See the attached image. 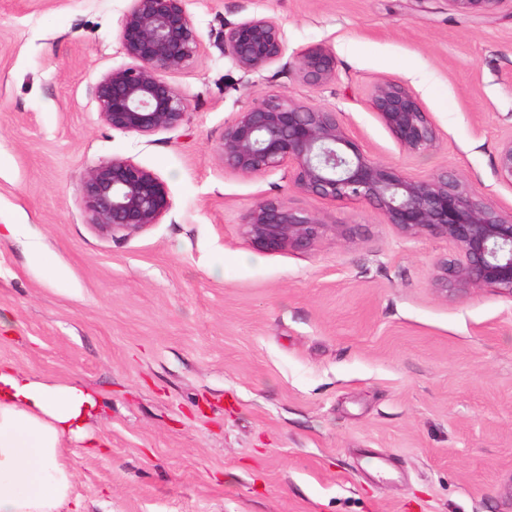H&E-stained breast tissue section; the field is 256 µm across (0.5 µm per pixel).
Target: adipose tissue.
<instances>
[{
  "label": "adipose tissue",
  "mask_w": 512,
  "mask_h": 512,
  "mask_svg": "<svg viewBox=\"0 0 512 512\" xmlns=\"http://www.w3.org/2000/svg\"><path fill=\"white\" fill-rule=\"evenodd\" d=\"M98 401L74 384L49 383L0 361V512H63L72 502L69 441L96 450Z\"/></svg>",
  "instance_id": "adipose-tissue-1"
}]
</instances>
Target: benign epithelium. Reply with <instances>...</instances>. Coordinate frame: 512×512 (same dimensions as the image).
Returning a JSON list of instances; mask_svg holds the SVG:
<instances>
[{
	"instance_id": "benign-epithelium-1",
	"label": "benign epithelium",
	"mask_w": 512,
	"mask_h": 512,
	"mask_svg": "<svg viewBox=\"0 0 512 512\" xmlns=\"http://www.w3.org/2000/svg\"><path fill=\"white\" fill-rule=\"evenodd\" d=\"M506 7L512 9V0H448V10L463 17H492ZM121 41L131 64L96 84L100 119L140 136L181 126L187 102L166 75L185 68L200 47L183 0H132L121 21ZM224 54L241 71L258 73L283 58L282 29L267 17L240 22L224 31ZM297 70L311 85L328 84L336 80V58L322 46H310L300 52ZM371 107L403 151L421 154L435 146L436 130L405 85L378 84ZM219 154L225 168L244 175L286 167L299 192L364 202L405 237L447 239L458 257L438 266L435 285L441 291L490 288L512 298V212L497 209L451 170L419 179L376 161L334 110L268 96L224 126ZM496 170L512 184V135L501 144ZM81 191L88 223L114 233L158 224L172 207L165 182L125 158L92 167ZM242 228L253 249L272 254L310 249L328 225L266 199L253 206Z\"/></svg>"
}]
</instances>
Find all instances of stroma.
Listing matches in <instances>:
<instances>
[{
    "label": "stroma",
    "instance_id": "obj_1",
    "mask_svg": "<svg viewBox=\"0 0 512 512\" xmlns=\"http://www.w3.org/2000/svg\"><path fill=\"white\" fill-rule=\"evenodd\" d=\"M131 0H0V361L98 401L73 496L82 512H512V298L444 293L446 239L399 235L364 203L299 193L284 168L225 169L224 126L268 96L337 110L377 161L414 177L455 170L501 211L512 134V11L462 17L447 0H184L200 51L169 82L184 123L112 129L93 89L129 65ZM280 25L284 57L244 75L224 31ZM336 57L335 81L295 69ZM413 90L435 147L404 152L372 88ZM123 157L157 174L160 223L111 235L80 185ZM279 199L328 226L306 252L242 234ZM47 255L31 264L32 246ZM297 70L300 77L311 85L328 84L336 79V58L322 46H310L300 52Z\"/></svg>",
    "mask_w": 512,
    "mask_h": 512
}]
</instances>
